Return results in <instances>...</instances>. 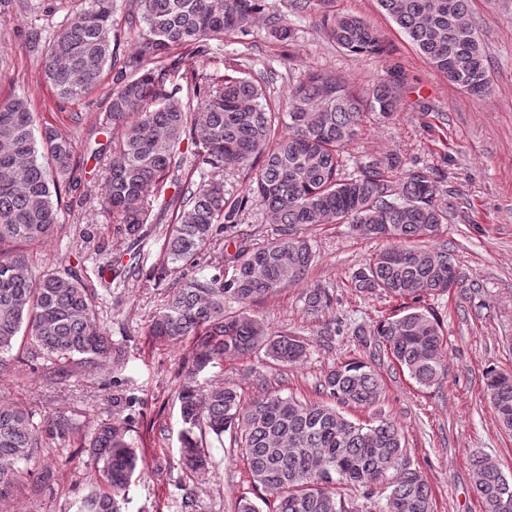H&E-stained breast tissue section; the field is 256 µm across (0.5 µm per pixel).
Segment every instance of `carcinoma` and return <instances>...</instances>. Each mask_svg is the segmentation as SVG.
<instances>
[{
    "mask_svg": "<svg viewBox=\"0 0 512 512\" xmlns=\"http://www.w3.org/2000/svg\"><path fill=\"white\" fill-rule=\"evenodd\" d=\"M416 50L449 82L474 97L490 94L484 52L469 13L470 0H378ZM265 0H140L125 19L136 47L120 53L114 16L117 0H89L55 26L44 73L65 100L94 91L108 68L116 70L103 130H121L108 158L105 209L116 224L117 249L91 245L71 251L64 271L33 273L29 255L0 249V373L9 370L18 338L27 340L19 361L62 384L79 361L98 370L121 354L103 328L104 293L86 285V264L99 278L120 264L126 240L145 234L153 201L167 184L177 191L167 202L173 223L163 243L167 269L209 253L225 226L255 204L278 225L266 247L240 243L210 271L185 276L153 319L149 335L180 343L192 340L179 397L180 461L204 471L210 456L203 435L229 433L242 449L253 486L275 497L272 512H434L432 492L405 448L402 429L390 418L352 419L347 408L380 401L383 382L363 359L339 362L323 375L328 401H301L268 391L244 400L230 383L199 393L198 377L224 360L263 352L282 366L295 365L308 343L295 332L277 331L247 308L306 279L315 251L301 230L315 224H348L365 238L391 245L350 275V287L368 297L401 302L370 331L382 354L421 388L448 376L447 347L439 316L419 303L451 292L459 280L448 266V242H435L448 223V190L418 168L393 158H345L369 115L389 117L395 87L378 82L361 96L329 72L305 74L288 111L273 108L267 78L225 74L205 80L203 101L185 106L171 76L198 81L182 49L207 59L224 36L244 38ZM323 34L352 58L385 53L378 32L355 16L323 24ZM191 142L190 156L180 151ZM352 171H346L347 162ZM72 140L52 127L35 134L27 102H0V244L39 245L62 223V207L77 190L71 175L80 167ZM247 181L244 193L226 196L224 168ZM308 315L319 317L333 294L319 285L301 296ZM485 389L501 425L512 431V374L490 368ZM133 418L108 415L86 425L65 416L0 404V494L28 473L27 464L47 440L66 441L88 431L83 446L99 463L96 490L80 512H120L117 497L138 468L127 440ZM475 492L483 512H512V478L479 452L470 457ZM363 499L353 506L342 491Z\"/></svg>",
    "mask_w": 512,
    "mask_h": 512,
    "instance_id": "obj_1",
    "label": "carcinoma"
}]
</instances>
